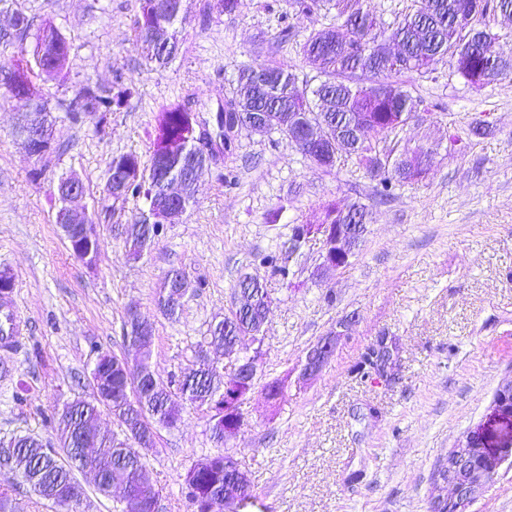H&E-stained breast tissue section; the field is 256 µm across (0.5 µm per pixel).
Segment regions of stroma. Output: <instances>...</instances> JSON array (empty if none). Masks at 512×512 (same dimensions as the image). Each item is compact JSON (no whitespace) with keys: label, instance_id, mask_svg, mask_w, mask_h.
<instances>
[{"label":"stroma","instance_id":"stroma-1","mask_svg":"<svg viewBox=\"0 0 512 512\" xmlns=\"http://www.w3.org/2000/svg\"><path fill=\"white\" fill-rule=\"evenodd\" d=\"M211 2L187 0L180 50L154 70L136 42L135 0L16 2L35 23L52 22L70 46L67 77L37 78L51 101L71 98L87 78L133 94L108 113L101 133L92 118L75 123L53 110L69 149L40 173L17 134L22 106L0 88V271L14 279L9 306L22 327L14 348L0 347V439H50L45 418L54 408L92 398L97 352L133 355L123 341L131 308L153 325L162 379L179 380L198 352L214 356L202 340L248 275L272 303L240 429L216 446L206 411L192 407L177 428L158 429L146 467L160 491L158 512H191L183 477L219 452L250 477L254 498L243 512H428L440 463L487 421L496 392L512 382V81L477 89L445 61L414 76L433 110L402 137L412 146L433 143L437 154L422 181L386 199L354 161L323 172L279 134L241 133L224 165L202 174L197 205L166 225L150 253L129 259L122 239L106 231L96 263L86 265L56 222L49 191L61 174H76L83 206L101 216L112 157L148 159L149 132L165 105L190 96L215 111L239 67L255 59L293 66L299 89L320 82L296 51L306 21H294L291 41H278L279 0H240L231 15ZM478 119L488 135H471ZM229 168L231 183L223 178ZM330 201L369 211L347 266L319 276L318 235L290 259L288 278L261 264L262 255L287 251L293 226L322 223ZM173 268L197 287L171 319L156 299ZM327 336L336 339L333 355L316 377L299 381L308 348ZM381 340L390 350L384 378H360L357 364ZM283 377L286 395L271 403L263 388ZM20 392L25 401H17ZM1 487L17 512H57L10 467L0 466ZM467 512H512L511 460Z\"/></svg>","mask_w":512,"mask_h":512}]
</instances>
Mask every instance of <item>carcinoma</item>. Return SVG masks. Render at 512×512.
I'll use <instances>...</instances> for the list:
<instances>
[{
	"mask_svg": "<svg viewBox=\"0 0 512 512\" xmlns=\"http://www.w3.org/2000/svg\"><path fill=\"white\" fill-rule=\"evenodd\" d=\"M283 26L278 38L288 41L291 26L288 16L312 22L299 52L306 63L324 77L310 92L296 85V75L289 66L254 60L243 65L237 74L236 92L224 98V128L233 125L253 133L266 135L281 132L294 121L296 138H302L309 125L322 126L328 139L352 131L361 133L358 145L347 152L372 177L378 179L377 193L388 196L397 186L417 182L425 177L433 160V150L420 145L413 151L399 148L398 143L383 158L372 155L373 145L367 134L387 139L411 122H421L429 112L424 99L413 95L411 78L424 74L446 58L455 72L469 84L482 88L512 77V58L492 49L497 35L487 19H512V0H468L469 20L461 27L456 23L461 0H412L410 10L402 18L385 23L363 8L362 0H282ZM134 29L142 58L150 67L166 66L178 53L180 40L176 24L182 20L183 0H136ZM334 12V22L315 25L321 13ZM22 25L0 30V59L15 44L28 41L32 45L35 66L14 64L8 69L6 92L16 100H25L18 133L36 127L54 142V147L37 162L47 168L60 160L67 146L55 134V120L49 100L36 87L34 68L47 67L56 74H66L70 48L57 27L50 23L34 25L23 11L12 10ZM384 41L396 43L403 54L399 62L380 51ZM369 73L374 81L369 86L355 82L357 73ZM131 94L127 89L117 93L85 80L76 85L73 96L58 103L75 122L86 116H99L104 122L113 107L121 105ZM200 112L189 100H177L158 112L150 134L152 150L148 161L135 154L112 158L109 171H120L124 183L112 193V202L128 196L142 197L148 210L133 224L109 226L117 231L128 256L138 260L148 254L155 239L163 231V214L168 205V185L180 184L179 203L183 210L198 202L199 176L215 163V157L198 148ZM367 208L359 203L324 207L325 224H367ZM263 264L273 273L287 278L288 257L277 254L262 256ZM235 306L224 319L210 325L208 344L225 346L238 336H260L271 303L268 290L243 277L237 285ZM189 293L183 274L168 273L161 282L157 304L166 316H178ZM153 335L150 323L142 318L125 316L126 336L139 335L140 328ZM153 341L143 342L136 358V377L126 380L116 367L118 357L97 352L90 377L93 385L104 393L107 401L96 398L76 399L53 412L48 419L57 447L43 444L32 435H19L0 440L1 448H17L20 477L42 498L57 505L64 499L80 502L82 485L74 472L84 470L77 452L86 437L95 447L105 449L94 461L96 487L107 494L112 487L138 488L139 477L146 467L140 448L155 445L156 429L169 428L182 420L184 405L203 408L209 414L212 440L220 445L229 440L227 431L239 429V402L244 395L233 377L217 374L204 358L197 356L195 368L178 380L181 400L172 398L169 385L160 378L152 357ZM108 408L121 427V432H102L97 421L100 407ZM194 486L197 494L186 495L193 512H224V497L234 496L242 504L251 503L252 485L234 471L224 469V455L197 461L187 472L183 488Z\"/></svg>",
	"mask_w": 512,
	"mask_h": 512,
	"instance_id": "1",
	"label": "carcinoma"
}]
</instances>
